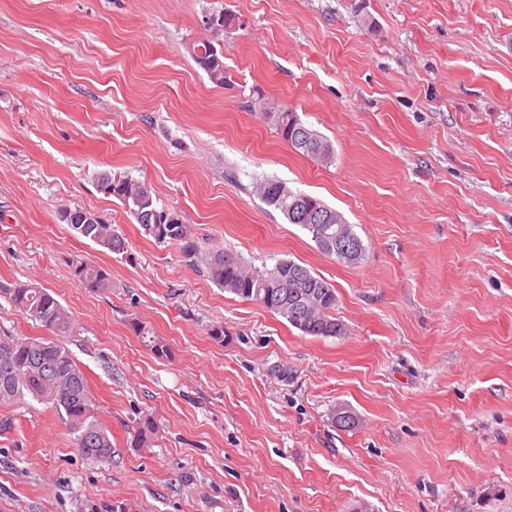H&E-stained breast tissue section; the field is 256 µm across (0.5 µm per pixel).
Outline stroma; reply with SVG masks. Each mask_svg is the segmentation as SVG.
I'll return each instance as SVG.
<instances>
[{
  "label": "stroma",
  "instance_id": "35a3bbf8",
  "mask_svg": "<svg viewBox=\"0 0 512 512\" xmlns=\"http://www.w3.org/2000/svg\"><path fill=\"white\" fill-rule=\"evenodd\" d=\"M220 13L235 23L217 32ZM202 39L223 43L229 84L192 59ZM258 92L333 163L289 148ZM102 172L150 185L202 250L310 269L345 335L224 292ZM266 178L341 213L361 263L266 206ZM65 206L126 253L77 236ZM74 259L111 288H83ZM18 282L78 323L64 344L113 454L82 457L43 403L0 408V512H512V0H0V286ZM341 404L351 429L331 422ZM264 122L271 126L288 146L318 164L328 165L334 158L332 143L316 130L304 124L298 115L280 104H271L264 107L260 113ZM303 129L305 133L297 131ZM306 136L307 139L303 140ZM81 212L83 219L86 220V224L81 223ZM61 212L59 219L62 223L68 224L75 233L83 240L90 242L100 248L111 252L112 254H124L126 245L124 239L112 231V225L106 224H95L97 215L90 212L88 209L75 208L71 212L70 217H66L63 221L61 220ZM73 276L86 289L94 292L111 287V274L105 268L76 260L72 262Z\"/></svg>",
  "mask_w": 512,
  "mask_h": 512
}]
</instances>
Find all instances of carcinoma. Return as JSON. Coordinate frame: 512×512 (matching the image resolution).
Wrapping results in <instances>:
<instances>
[{
	"label": "carcinoma",
	"instance_id": "obj_1",
	"mask_svg": "<svg viewBox=\"0 0 512 512\" xmlns=\"http://www.w3.org/2000/svg\"><path fill=\"white\" fill-rule=\"evenodd\" d=\"M202 52L191 55L218 87L227 83L224 52L214 51V44H199ZM271 126L294 151L321 165L334 158L332 143L316 130L304 124L298 115L280 104H271L261 112ZM283 181L265 179L255 187L260 200L279 211L290 224L301 227L318 250L329 256L336 251L327 249L323 237L336 226L313 224L300 215L316 206L336 216V210L320 199L296 191H281ZM98 187L116 199L126 213L158 243L179 246L182 257L193 266H205L211 279L224 291L256 303L283 318L306 336L336 337L344 334V324L332 313L336 292L321 277L307 267L288 259L262 267L252 266L230 250L204 253L180 216L160 207L151 188L127 175L98 177ZM82 209L77 208L64 220L83 240L113 254L125 252L124 239L112 231L110 224L81 223ZM73 276L86 289L94 292L111 287V274L105 268L83 261L72 263ZM8 302L29 321L43 328V337L13 336L0 333V407H12L31 397L53 408L75 434L80 454L99 462L112 460V433L94 415L92 395L87 379L76 364L72 353L61 342L77 331L69 310L49 290L31 284H16L0 290ZM135 332L145 339V346L157 355L168 351L165 343L149 330L134 324ZM155 433L154 422L146 417L139 422L135 443L146 446Z\"/></svg>",
	"mask_w": 512,
	"mask_h": 512
}]
</instances>
